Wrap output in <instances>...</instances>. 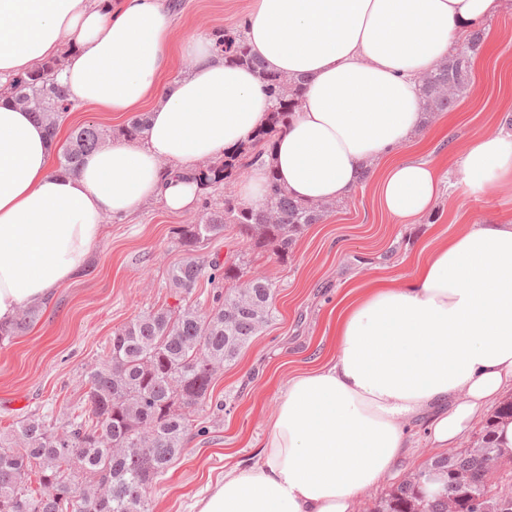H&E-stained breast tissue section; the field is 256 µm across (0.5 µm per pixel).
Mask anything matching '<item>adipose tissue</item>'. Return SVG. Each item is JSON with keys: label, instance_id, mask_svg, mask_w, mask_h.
<instances>
[{"label": "adipose tissue", "instance_id": "obj_1", "mask_svg": "<svg viewBox=\"0 0 512 512\" xmlns=\"http://www.w3.org/2000/svg\"><path fill=\"white\" fill-rule=\"evenodd\" d=\"M504 2L257 0L253 52L308 81L275 137L280 186L340 202L382 163L380 200L396 223L428 212L444 172L393 157L428 124L416 78ZM172 33L167 0H0L1 82L58 58L76 104L147 117L144 139L107 140L66 172L42 121L0 96V324L81 273L104 216L152 198L192 210L200 162L243 149L265 123L271 99L251 70L226 64L209 38L176 44ZM177 52L190 67L173 79ZM458 172L472 196L512 184V132L466 147ZM337 336L334 358L289 379L258 460L207 484L191 512H354L403 458L408 420L428 416L432 443L453 445L512 384V216L463 225L402 286L369 283Z\"/></svg>", "mask_w": 512, "mask_h": 512}]
</instances>
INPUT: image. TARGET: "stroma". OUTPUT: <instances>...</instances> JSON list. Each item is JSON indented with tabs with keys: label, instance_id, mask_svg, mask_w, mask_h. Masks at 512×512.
Instances as JSON below:
<instances>
[{
	"label": "stroma",
	"instance_id": "35a3bbf8",
	"mask_svg": "<svg viewBox=\"0 0 512 512\" xmlns=\"http://www.w3.org/2000/svg\"><path fill=\"white\" fill-rule=\"evenodd\" d=\"M175 38L206 36L239 27L255 0H176ZM485 48L472 66L471 87L455 105L457 119L428 125L426 159L454 170L452 145L465 144L499 128L512 113V0L484 25ZM200 209L172 213L156 200L131 218L106 217V232L80 275L56 291L40 320L12 343L0 345V433L18 419L47 412H78L87 401L81 375L98 363L113 330L141 311L170 300L169 268L183 259L171 230L194 222ZM512 215V186L498 184L474 197L462 185L443 191L415 223L399 224L380 205L375 178L333 205L320 223L297 239L290 258L274 245L251 250L217 239L205 254L243 257L249 271L274 289V321L216 377L214 405L198 415L188 451L153 485V512H189L208 478L251 463L274 417L288 380L336 354V302L349 288L380 277L404 281L434 235L455 230L454 218L470 224ZM411 446L394 478L362 494L355 512H372L375 502L427 458L431 447L426 418L408 423Z\"/></svg>",
	"mask_w": 512,
	"mask_h": 512
}]
</instances>
